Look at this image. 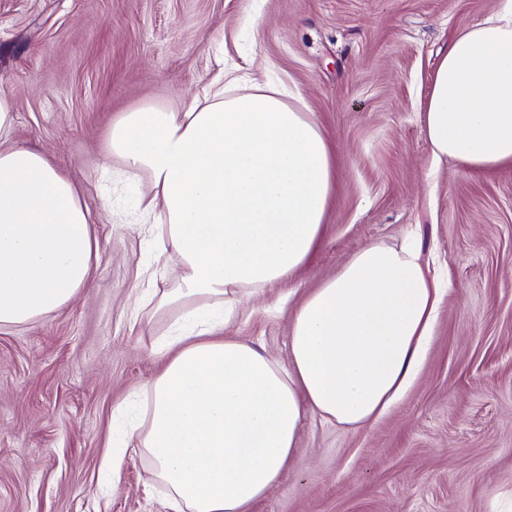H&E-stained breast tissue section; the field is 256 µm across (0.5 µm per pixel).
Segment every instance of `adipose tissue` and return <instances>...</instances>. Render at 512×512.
<instances>
[{
  "label": "adipose tissue",
  "instance_id": "ef3b65f1",
  "mask_svg": "<svg viewBox=\"0 0 512 512\" xmlns=\"http://www.w3.org/2000/svg\"><path fill=\"white\" fill-rule=\"evenodd\" d=\"M184 111L146 107L112 126L109 150L150 177L140 199L174 253L177 331L127 440L149 460L171 512H253L292 457L305 413L378 420L411 387L443 287L414 241L371 243L299 303L278 359L224 336L227 295L272 287L310 257L335 179L328 140L302 96L269 85L216 90ZM434 158L512 164V0L454 35L424 112ZM0 94V330L40 320L86 288L98 239L69 178L40 151L7 146Z\"/></svg>",
  "mask_w": 512,
  "mask_h": 512
}]
</instances>
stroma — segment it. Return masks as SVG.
Wrapping results in <instances>:
<instances>
[{
  "mask_svg": "<svg viewBox=\"0 0 512 512\" xmlns=\"http://www.w3.org/2000/svg\"><path fill=\"white\" fill-rule=\"evenodd\" d=\"M496 0H0V94L12 142L75 184L99 241L88 288L0 332V512H169L127 451L97 484L112 411L153 378L169 308L136 310L157 216L149 183L108 151L113 123L177 108L234 75L298 90L332 148L322 240L287 285L239 296L224 333L284 356L300 301L365 245L414 233L453 283L423 366L376 422L306 415L254 512H491L512 491V165L434 161L423 112L434 67Z\"/></svg>",
  "mask_w": 512,
  "mask_h": 512,
  "instance_id": "1",
  "label": "stroma"
}]
</instances>
